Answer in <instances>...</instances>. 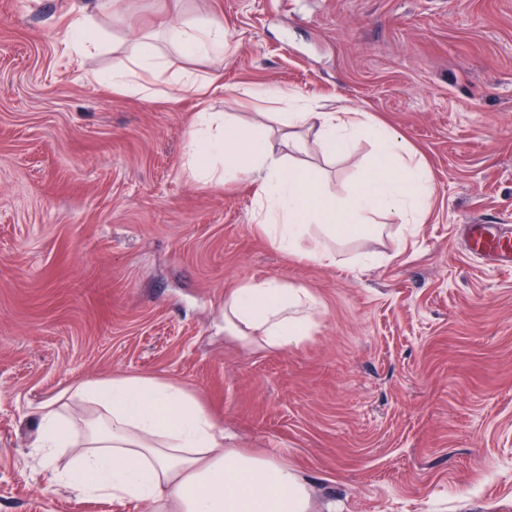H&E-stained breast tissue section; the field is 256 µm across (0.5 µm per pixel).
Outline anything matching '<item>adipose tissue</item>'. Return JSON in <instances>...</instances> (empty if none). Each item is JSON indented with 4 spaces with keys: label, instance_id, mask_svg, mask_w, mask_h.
<instances>
[{
    "label": "adipose tissue",
    "instance_id": "ef3b65f1",
    "mask_svg": "<svg viewBox=\"0 0 512 512\" xmlns=\"http://www.w3.org/2000/svg\"><path fill=\"white\" fill-rule=\"evenodd\" d=\"M121 0H73L68 32L78 50L99 49L88 35L94 13H109ZM185 53L224 51V30L209 22L176 30ZM113 88L141 93L161 82L180 93L207 99L220 92L212 82L169 71L147 43L127 63L113 67ZM256 100L286 103V138L299 144L309 133L330 155L345 153L367 135L375 144L372 163L355 188L338 195L324 188L325 173L275 154L265 131L241 126L230 112L200 108L187 139L189 170L205 183L250 180L256 187L255 220L270 241L287 252L306 251L322 263L336 260V242L346 231L375 218L416 223L429 210L433 189L427 168L416 161L392 129L345 109L324 112L300 94L257 86ZM325 242L306 246L312 228ZM224 333L242 342L282 350L297 344L313 326L314 300L275 279L247 282L224 299ZM74 397L95 403L102 419L84 437L71 435L55 401L40 407L38 443L46 455L71 453L59 479L81 494H97L144 512H312L307 481L272 451L255 452L227 444L219 426L192 394L151 378L124 377L82 382Z\"/></svg>",
    "mask_w": 512,
    "mask_h": 512
}]
</instances>
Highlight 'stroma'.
Instances as JSON below:
<instances>
[{
    "label": "stroma",
    "instance_id": "obj_1",
    "mask_svg": "<svg viewBox=\"0 0 512 512\" xmlns=\"http://www.w3.org/2000/svg\"><path fill=\"white\" fill-rule=\"evenodd\" d=\"M68 9L0 0V512H137L61 484L69 453L36 446L41 403L83 434L100 412L72 388L119 376L182 387L234 447L277 451L313 512H512V270L461 231L512 217V0H124L87 54ZM203 20L223 57L178 49ZM140 40L223 85L203 104L244 125L283 109L253 84L386 125L431 209L345 234L332 265L277 250L252 183L190 175L198 99L88 83ZM373 150L328 159L307 138L295 158L342 194ZM266 279L317 302L285 350L224 336L225 293Z\"/></svg>",
    "mask_w": 512,
    "mask_h": 512
}]
</instances>
